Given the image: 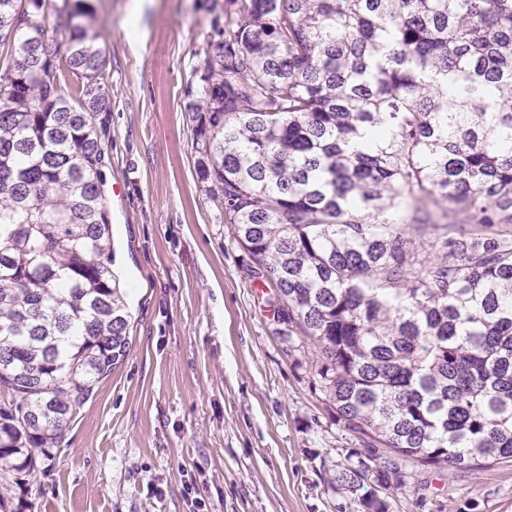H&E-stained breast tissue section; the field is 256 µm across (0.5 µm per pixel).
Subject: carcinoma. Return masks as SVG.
<instances>
[{
	"label": "carcinoma",
	"mask_w": 512,
	"mask_h": 512,
	"mask_svg": "<svg viewBox=\"0 0 512 512\" xmlns=\"http://www.w3.org/2000/svg\"><path fill=\"white\" fill-rule=\"evenodd\" d=\"M99 39L82 4L0 0V512L129 348ZM201 62L199 178L336 422L413 465L512 463V0H224ZM367 479L406 484L336 473Z\"/></svg>",
	"instance_id": "obj_1"
}]
</instances>
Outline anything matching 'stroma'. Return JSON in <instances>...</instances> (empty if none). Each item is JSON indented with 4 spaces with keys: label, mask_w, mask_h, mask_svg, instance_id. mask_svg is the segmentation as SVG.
<instances>
[{
    "label": "stroma",
    "mask_w": 512,
    "mask_h": 512,
    "mask_svg": "<svg viewBox=\"0 0 512 512\" xmlns=\"http://www.w3.org/2000/svg\"><path fill=\"white\" fill-rule=\"evenodd\" d=\"M106 51L103 191L130 347L22 492L29 512H359L336 472L359 442L316 387L313 345L283 336L196 173L185 112L213 0H84ZM388 512H512V463H403Z\"/></svg>",
    "instance_id": "stroma-1"
}]
</instances>
